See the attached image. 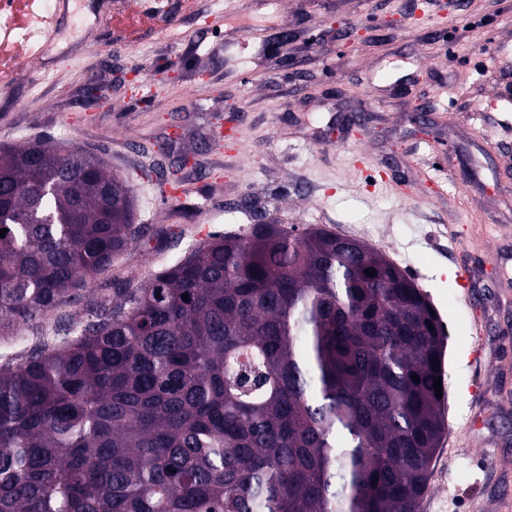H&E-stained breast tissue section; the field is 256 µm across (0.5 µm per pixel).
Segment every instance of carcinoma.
<instances>
[{"label":"carcinoma","instance_id":"cac0c4a2","mask_svg":"<svg viewBox=\"0 0 512 512\" xmlns=\"http://www.w3.org/2000/svg\"><path fill=\"white\" fill-rule=\"evenodd\" d=\"M133 207L90 151L0 147V335L68 336L0 364V512H418L446 429L426 295L358 240L254 224L74 322L153 231Z\"/></svg>","mask_w":512,"mask_h":512}]
</instances>
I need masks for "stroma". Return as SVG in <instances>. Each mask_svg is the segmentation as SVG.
<instances>
[{"label":"stroma","instance_id":"obj_1","mask_svg":"<svg viewBox=\"0 0 512 512\" xmlns=\"http://www.w3.org/2000/svg\"><path fill=\"white\" fill-rule=\"evenodd\" d=\"M24 81L0 146L39 137L128 179L154 233L96 292L116 297L246 222L363 241L447 333L444 416L418 512L512 499V0H80ZM149 67L151 88L140 70ZM482 298L465 302L466 293Z\"/></svg>","mask_w":512,"mask_h":512}]
</instances>
